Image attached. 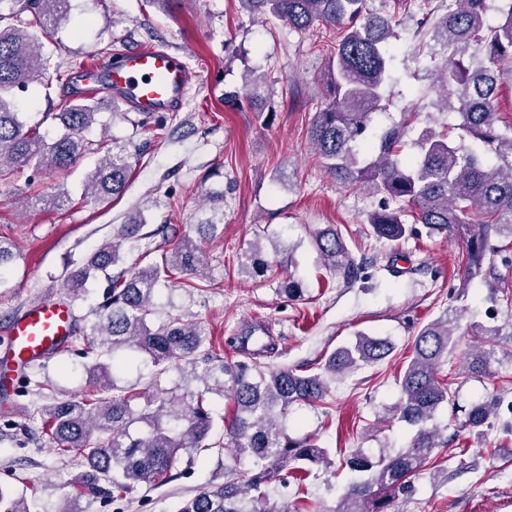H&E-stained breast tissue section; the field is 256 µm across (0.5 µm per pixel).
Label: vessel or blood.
I'll list each match as a JSON object with an SVG mask.
<instances>
[{"label": "vessel or blood", "mask_w": 512, "mask_h": 512, "mask_svg": "<svg viewBox=\"0 0 512 512\" xmlns=\"http://www.w3.org/2000/svg\"><path fill=\"white\" fill-rule=\"evenodd\" d=\"M196 79L176 53L142 45L128 51L119 64L90 65L81 82L90 90L107 88L136 112L156 115L178 109ZM76 333L67 301L51 298L26 307L11 321L0 348V390L12 388L26 370L61 354Z\"/></svg>", "instance_id": "obj_1"}]
</instances>
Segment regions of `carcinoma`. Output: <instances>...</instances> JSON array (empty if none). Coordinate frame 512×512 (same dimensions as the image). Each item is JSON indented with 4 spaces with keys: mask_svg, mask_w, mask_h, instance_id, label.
Here are the masks:
<instances>
[{
    "mask_svg": "<svg viewBox=\"0 0 512 512\" xmlns=\"http://www.w3.org/2000/svg\"><path fill=\"white\" fill-rule=\"evenodd\" d=\"M251 14L271 15L297 32L318 24L333 32L329 58V99L315 112L309 140L323 167L336 180L381 196L378 209L367 216L380 238L398 241L413 232L412 223L429 232L458 239L466 275L495 287V268L487 262L497 251L492 240L512 238V127L497 126L498 79L512 74V0L506 2L504 22L486 24L487 0H454V8L438 14L423 13L418 34L433 32L437 48L418 46L415 59L432 68L446 107L459 116V141L445 133L425 129L418 134V153L401 159L409 133L403 121L385 129L377 141L366 140L373 114L386 110L385 87L392 78L390 40L396 37L392 18L374 13L366 0H239ZM71 11V0H0V181H10L24 171L54 173L74 165L92 143L83 131L96 122L100 99L74 92L60 102L53 117L63 132L49 140L39 128L27 124L24 113L12 102L17 93L42 83L39 68L41 37H48ZM262 79L248 75L242 91L226 96L238 108L256 109L262 103ZM470 137L482 143V154L464 145ZM131 154L116 142L99 160L86 181L89 198L118 196L131 172ZM211 217L194 225L162 262L143 268H124L121 242L139 237L142 220L130 219L116 237L100 244L82 268L70 273L67 283L77 297L87 281L103 275L108 291L99 306L94 327L99 345L106 350L126 348L146 354L163 373L181 364L199 366L205 343L201 330L178 318L154 326L149 321L160 284L172 273L194 275L202 269V242L213 237L219 225L218 210L224 196L209 197ZM313 244L325 263L347 279L357 264L334 229L315 233ZM263 246L254 244L241 264L250 278L271 270L262 259ZM460 312L450 310L420 328L414 336L410 360L398 381V399L387 409L391 417L416 428L407 446L393 452L381 448L367 454L359 448L344 458L358 474L329 512H391L393 494L411 491L410 478L425 469L436 448L440 430L432 425L437 411L454 404L450 384L437 379L448 352L455 350ZM487 337L464 353V374L482 376L496 360L494 326L479 327ZM394 345L387 338L357 335L352 346L335 349L325 363L326 373L345 375L361 365L389 357ZM199 379L204 389L168 400L167 406L150 410V401L136 409L132 402L142 394H114L107 368L96 397L44 407L45 428L60 453L80 451L91 480L82 488L91 494L122 497L142 483H152L171 472L177 453L206 447L211 416L206 395L226 393L234 403L233 418L225 429L226 447L234 448L233 463L224 465V480L197 490L179 512H288L267 502L262 488L308 472V466L334 465L332 452L311 437L293 438L278 416L295 404L321 406L329 393L323 375L288 367L263 370L255 363L230 365L217 353L207 352ZM461 428L475 432L496 413L491 400L462 409ZM247 460L251 468L237 470Z\"/></svg>",
    "mask_w": 512,
    "mask_h": 512,
    "instance_id": "cac0c4a2",
    "label": "carcinoma"
}]
</instances>
